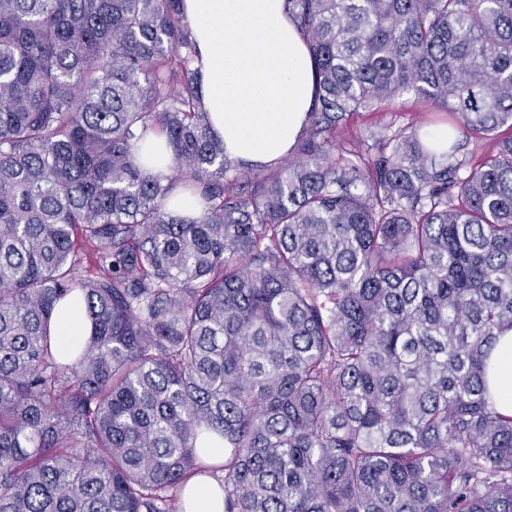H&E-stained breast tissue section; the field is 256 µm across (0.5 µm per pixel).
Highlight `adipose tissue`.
Returning a JSON list of instances; mask_svg holds the SVG:
<instances>
[{
    "mask_svg": "<svg viewBox=\"0 0 512 512\" xmlns=\"http://www.w3.org/2000/svg\"><path fill=\"white\" fill-rule=\"evenodd\" d=\"M195 39L204 103L233 160L276 165L296 144L312 109L314 66L307 44L288 15L286 0H182ZM51 327L59 349L80 345L91 324L70 296L57 303ZM490 391L512 414V333L492 352ZM183 512H224V492L194 475L182 491Z\"/></svg>",
    "mask_w": 512,
    "mask_h": 512,
    "instance_id": "1",
    "label": "adipose tissue"
}]
</instances>
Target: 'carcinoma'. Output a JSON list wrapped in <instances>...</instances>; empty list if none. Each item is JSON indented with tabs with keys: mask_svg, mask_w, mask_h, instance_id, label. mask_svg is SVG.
<instances>
[{
	"mask_svg": "<svg viewBox=\"0 0 512 512\" xmlns=\"http://www.w3.org/2000/svg\"><path fill=\"white\" fill-rule=\"evenodd\" d=\"M181 2L0 0V512H178L196 470L224 512H512V0H287L316 99L262 174L212 132ZM409 93L447 140L333 158ZM54 336H58L60 350L80 345L90 335L91 324L85 315V307L75 295L57 303L51 320ZM491 362L494 373L489 385L493 400L499 410L512 414V332L500 337Z\"/></svg>",
	"mask_w": 512,
	"mask_h": 512,
	"instance_id": "1",
	"label": "carcinoma"
}]
</instances>
